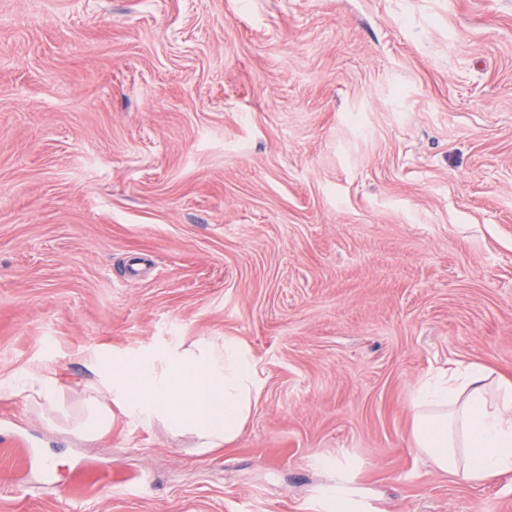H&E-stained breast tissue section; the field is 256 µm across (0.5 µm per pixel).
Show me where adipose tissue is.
Instances as JSON below:
<instances>
[{
    "label": "adipose tissue",
    "mask_w": 512,
    "mask_h": 512,
    "mask_svg": "<svg viewBox=\"0 0 512 512\" xmlns=\"http://www.w3.org/2000/svg\"><path fill=\"white\" fill-rule=\"evenodd\" d=\"M106 400L87 405L79 428L109 430L111 406L139 425L188 433L201 450L234 441L257 403L255 360L238 338L185 344L176 339L135 356L92 358ZM413 443L436 469L478 484L512 471V383L482 364L426 380L413 403Z\"/></svg>",
    "instance_id": "1"
}]
</instances>
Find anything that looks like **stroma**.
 Here are the masks:
<instances>
[{
    "mask_svg": "<svg viewBox=\"0 0 512 512\" xmlns=\"http://www.w3.org/2000/svg\"><path fill=\"white\" fill-rule=\"evenodd\" d=\"M224 336L234 442L73 433L90 353ZM472 362L512 381V0H0V512H512L411 442Z\"/></svg>",
    "mask_w": 512,
    "mask_h": 512,
    "instance_id": "1",
    "label": "stroma"
}]
</instances>
